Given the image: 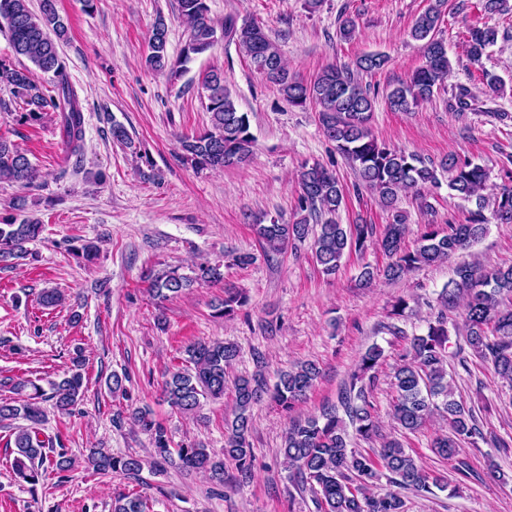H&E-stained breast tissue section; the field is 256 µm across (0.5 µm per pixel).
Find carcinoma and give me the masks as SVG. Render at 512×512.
<instances>
[{"mask_svg":"<svg viewBox=\"0 0 512 512\" xmlns=\"http://www.w3.org/2000/svg\"><path fill=\"white\" fill-rule=\"evenodd\" d=\"M445 3L446 0H434L411 28V37L423 42L424 63L408 81L387 94L388 104L395 112H410L429 101L434 90L448 79V49L435 37ZM178 6L188 29L180 54L175 58L169 55L168 27L160 16L149 41L147 67L175 77L219 40L234 41L256 70L278 86L288 104L303 108L313 103L320 107L323 134L336 144V150L357 174L359 184L375 194L391 214L390 224L379 237L373 224L338 223L336 213L346 197L343 184L325 166L306 163L298 177L297 221L281 224L273 220L252 225L267 250L280 253L311 236L316 262L322 273L331 276L339 270L345 255L363 252L375 243L388 262L382 267L367 264L362 268L359 285L367 286L378 277L399 281L418 268L447 261L486 233L482 195L486 172L480 165L454 154L436 165L372 135L375 97L362 86L359 74L384 68L385 56L367 53L355 60L352 69L327 67L314 80L303 82L290 73L277 44L259 23L244 20L239 24L228 17L218 27L209 16L208 0H178ZM3 25L8 29L14 57L30 61L33 68L0 62V82L9 87L11 94L7 101L0 98V111L9 112L16 104L23 110V118L30 121L39 120L42 113L50 110L57 113L65 151L80 155L84 145L83 107L59 53L58 41L67 26L57 10V0H40L36 12L30 9L29 0H0V27ZM497 40L494 28H469L470 60L480 61ZM36 70L50 76L51 88L36 82ZM202 88L210 126L201 133L180 138L182 160L197 170L246 163L252 154L254 136L248 115L238 110L224 85L223 72H209L203 78ZM439 169L448 172V187L454 196L465 201L476 199L477 209L470 213L468 223L450 224L446 232L428 228L416 247L408 249L404 245L407 214L399 207L400 195L437 186ZM36 176L37 170L27 153L0 137V180L31 184ZM493 215L504 224L512 223V186L500 188L494 199ZM42 231V224L34 218L0 216V263L26 254V244L36 240ZM144 279L153 298L161 304L196 283L222 281L224 270L220 265L201 264L196 276L191 277L178 273L176 268L161 272L149 269ZM507 299L512 301V266L487 268L469 262L456 264L454 277L440 293V303L448 310L464 304L463 331L472 354L490 364L497 376L512 385V307H503ZM247 302L245 294L226 290L216 315L231 319ZM448 343L449 331L442 315L428 323L425 334L410 338L406 353L393 368L392 414L397 424L410 433L419 430L436 412L446 417L449 432L436 436L431 448L440 458L456 462L457 472L467 477L470 468L460 458L462 447L476 444L483 438V432L474 409L455 398L448 379ZM184 353L185 366L168 372L163 394L171 407L192 414L202 406V401L224 397L226 374L239 350L231 342L199 341L187 346ZM384 360V349L376 343L362 352L340 392L339 404L345 417H340L336 408H327L318 416L292 422L285 432L281 452L289 478L316 498L321 512H407L403 491L425 496L448 488L443 476L425 468L396 439L384 440L381 448L372 453L352 447L354 439L370 441L380 436L370 394ZM72 365L69 375L49 382L50 393H44L34 383V394L27 399L0 401V421H25L13 432L18 451L14 471L29 484H37L42 472L48 469L62 474L74 468L75 461L59 438L44 436L41 430L46 415L42 403L50 401L57 412L71 415L82 401V352L72 357ZM319 376L320 369L315 363L304 362L281 372L272 386L261 375L234 380V409L232 417L224 419L221 455L199 443L172 449L167 429L147 405L135 408L130 418L151 437V464L155 469L174 464L188 472L205 473L211 481L222 485L225 467L231 464L244 481L251 477L254 462L250 442L254 406L270 399L288 411L306 398ZM87 461L102 474L120 472L136 476L143 469V460L137 455L114 456L100 448L90 449ZM383 477L391 489L380 492L376 483ZM146 510V501L138 496H125L112 503V512Z\"/></svg>","mask_w":512,"mask_h":512,"instance_id":"1","label":"carcinoma"}]
</instances>
